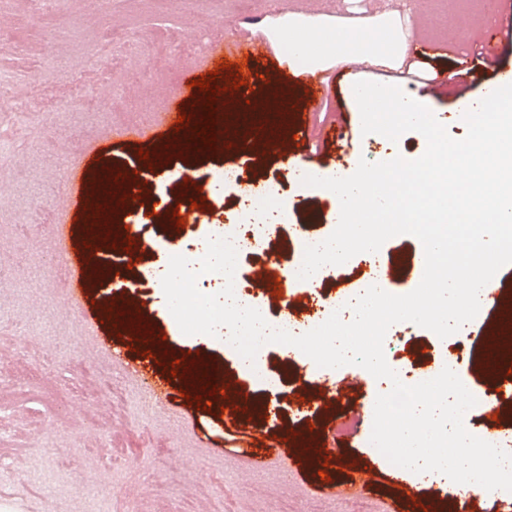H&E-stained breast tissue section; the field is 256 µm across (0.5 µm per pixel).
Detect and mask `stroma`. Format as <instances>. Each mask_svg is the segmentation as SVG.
Segmentation results:
<instances>
[{"label":"stroma","instance_id":"stroma-1","mask_svg":"<svg viewBox=\"0 0 512 512\" xmlns=\"http://www.w3.org/2000/svg\"><path fill=\"white\" fill-rule=\"evenodd\" d=\"M497 9L496 0H114L109 7L104 0H10L0 20V512H386L395 497L387 479L393 466L370 441L379 380L368 378L363 409L311 417L292 403V383L276 378L283 345H264L254 367L244 368L224 340L183 334L173 321L158 362L208 354L232 371L235 388L277 401L280 420L252 411L230 425L180 403L157 411L135 382L141 353L121 348L111 324L90 332L69 307L53 226L65 216L68 169L85 148L100 142L113 155L138 152L131 131L149 121L185 68L212 69L215 45L264 38L289 13L340 27L352 43L379 14L394 12L408 38L453 40L445 55L414 59L412 70L425 75L459 69L472 34ZM260 72V86L245 98L218 97L214 118L225 148L213 162L233 163L256 146V173L274 185L261 205L272 224H286L303 190L284 177L266 145L299 122L321 132L339 105L355 101L345 85L312 111L301 79L277 56ZM76 78L83 94L72 92ZM425 150L420 133L394 143L363 135L360 114L352 116L356 157L377 162L391 152L413 160ZM210 198L204 225L162 248L158 264L188 250L213 224L260 233V225L245 222L231 188L211 189ZM398 251L419 256L424 249L416 237L399 235L339 267L344 302L361 295ZM416 343L429 355L411 364ZM483 348L512 357V312L493 319L479 312L444 339L401 322L384 342L387 362L415 376L439 371L446 356ZM256 434L298 456L302 479L273 466L252 469L247 456ZM314 444L370 454L385 477L362 497L324 496Z\"/></svg>","mask_w":512,"mask_h":512}]
</instances>
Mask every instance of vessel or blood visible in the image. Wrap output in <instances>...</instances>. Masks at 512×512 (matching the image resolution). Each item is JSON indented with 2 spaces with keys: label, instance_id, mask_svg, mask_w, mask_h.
I'll return each mask as SVG.
<instances>
[{
  "label": "vessel or blood",
  "instance_id": "b4317fda",
  "mask_svg": "<svg viewBox=\"0 0 512 512\" xmlns=\"http://www.w3.org/2000/svg\"><path fill=\"white\" fill-rule=\"evenodd\" d=\"M498 3L497 15L483 26L474 42L475 47L484 53V65L452 76L444 70L435 72L426 80L431 96L452 97L457 107L461 108L467 103L462 93L466 86L477 85L481 93L487 95L501 83L512 80V69L505 67L502 61V51L512 41V0H498ZM270 54L265 41H240L236 44L231 60L242 64L247 81L255 82L260 78L257 61L268 58ZM198 77L197 70H185L176 90L164 106L155 112L150 124L134 130V137L147 141L173 138L178 116L188 111L192 96L199 93L198 88L191 85L192 80ZM303 81L308 90L307 105L321 102L332 92L330 79L322 73H306ZM349 128L348 114L341 110L337 112L335 122L321 134L322 141L335 149L336 163L342 169L353 160L347 150ZM293 132V137L276 142L271 147L273 153L281 156L285 163L284 172L289 177L304 167L312 139V133L306 125L294 126ZM211 155L210 148L205 147L203 142L184 144L179 154V166L189 183L179 186L176 193L165 195L156 193L154 173L145 161L134 156L119 159L118 170L122 174L120 191L126 196L123 203L126 212L130 216H137L144 204L150 203L165 215L161 223L130 228L129 234L135 243L128 251L119 245L109 249L101 248L100 240L109 233V226L83 224L79 221L88 203L87 172L98 163L100 149H90L70 168L65 182V197L67 213L73 221L57 225L55 237L68 265L67 300L72 307L80 310L86 327L96 329L100 321L99 310L92 305L89 297V275L98 266L109 268L113 274L112 293L116 300L114 314L122 313L130 317L137 315L141 308L138 290L155 267L158 246L174 244L182 233L181 228L175 225L174 214H181L188 222L198 223L208 213L207 208L192 207L191 202L198 199L201 189L207 188L222 174L221 168L210 164ZM253 155V150H246L242 158L230 166L231 172L235 174L231 187L238 197L247 200L266 196L272 189L271 183L253 174ZM320 219V208L310 200H302L300 215L295 223L275 226L273 232L255 248L254 253L263 257V264L239 273L240 278L250 282L255 301L267 308L274 320L291 325L300 323L310 329L316 324L315 319H301L300 314L308 308L309 299L305 292L288 287L287 282L289 260L303 257ZM409 274L422 278L423 263L400 254L383 267L377 283L381 286L391 284ZM278 283L283 284L284 290L277 296L273 290ZM135 380L146 398L158 407L181 400L183 395L196 396L203 392L199 383L190 387L188 392H181L174 381L156 371L154 360L149 356L143 357L142 369ZM290 380L294 381L296 395L303 398L305 407L317 412L338 403L356 406L364 390V381L356 374L308 379L306 374L296 372L293 357L286 356L281 362L278 381L283 384ZM461 381L478 403L477 411L487 429L486 442L500 446L512 441V430L497 425L493 420L494 414L503 413L512 407V361L470 356L461 371ZM212 401L214 407L223 409L224 419L228 422L237 420L254 405L252 395L240 391L231 392L226 397L214 395ZM315 454L330 457L332 462L343 465L348 473L345 481L326 488V495L339 499L360 497L368 493L378 479V473L372 465L363 462L347 449L319 448Z\"/></svg>",
  "mask_w": 512,
  "mask_h": 512
}]
</instances>
